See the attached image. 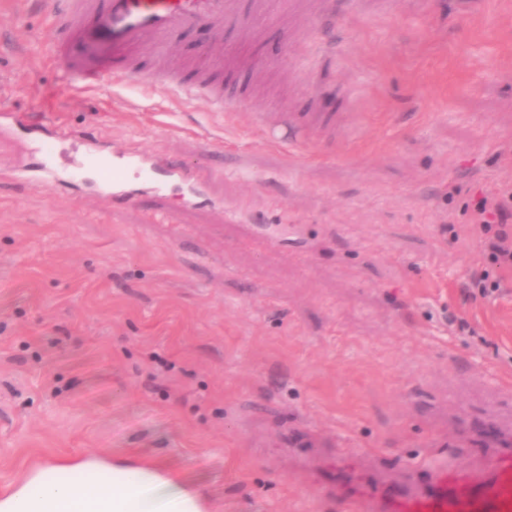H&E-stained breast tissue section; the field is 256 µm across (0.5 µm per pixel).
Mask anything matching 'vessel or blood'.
<instances>
[{
    "mask_svg": "<svg viewBox=\"0 0 512 512\" xmlns=\"http://www.w3.org/2000/svg\"><path fill=\"white\" fill-rule=\"evenodd\" d=\"M271 0H63L52 10L53 49L58 59L78 69L70 49L74 44H105L116 58L113 76H136L135 58L148 53L168 58L171 48L187 31L201 26L235 29L248 39L260 19L270 14ZM170 89L192 92L208 89L223 98V84L202 72L196 78H172ZM347 113L264 112L258 124L265 129L287 128L290 136L316 134L345 123ZM26 129L36 164H23L16 175L50 195L66 182H91L95 190L116 205L131 203L143 191L161 192L170 186L187 190L190 200L202 194L196 171L177 165L160 154L138 147L106 151L79 133L49 117L27 122L24 114L0 115V136ZM329 464V489L354 512H512V444L488 449L464 464L448 461L427 466V481L416 480L417 466L396 474L373 470L370 482L353 480L337 450Z\"/></svg>",
    "mask_w": 512,
    "mask_h": 512,
    "instance_id": "vessel-or-blood-1",
    "label": "vessel or blood"
}]
</instances>
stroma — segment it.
<instances>
[{"label": "stroma", "mask_w": 512, "mask_h": 512, "mask_svg": "<svg viewBox=\"0 0 512 512\" xmlns=\"http://www.w3.org/2000/svg\"><path fill=\"white\" fill-rule=\"evenodd\" d=\"M51 8L0 0V107L192 166L211 200L49 197L0 143V492L92 453L159 463L211 512H348L280 448L296 424L391 470L480 455L457 429L512 410V275L466 298L484 245L462 205L512 183V0H392L291 40L279 18L244 44L203 27L144 59L237 48L233 111L114 80L104 45L77 87ZM291 109L348 128L292 145L253 123Z\"/></svg>", "instance_id": "stroma-1"}]
</instances>
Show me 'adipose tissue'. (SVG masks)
Wrapping results in <instances>:
<instances>
[{"instance_id":"ef3b65f1","label":"adipose tissue","mask_w":512,"mask_h":512,"mask_svg":"<svg viewBox=\"0 0 512 512\" xmlns=\"http://www.w3.org/2000/svg\"><path fill=\"white\" fill-rule=\"evenodd\" d=\"M74 471L89 473L90 481L71 479ZM0 512H208V505L159 464L86 456L33 470L0 494Z\"/></svg>"}]
</instances>
